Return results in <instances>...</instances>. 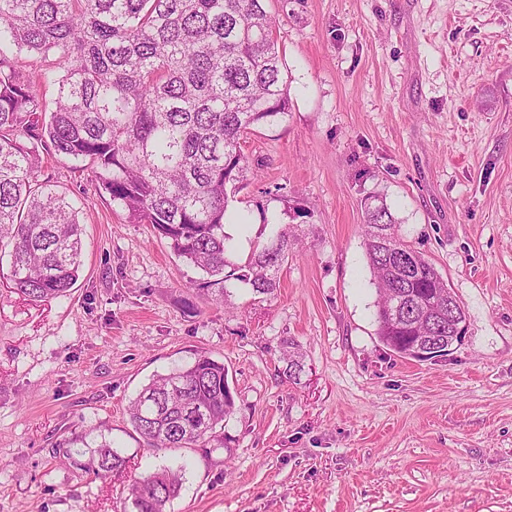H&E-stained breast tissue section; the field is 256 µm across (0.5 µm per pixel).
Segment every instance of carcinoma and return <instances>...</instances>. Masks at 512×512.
<instances>
[{
	"label": "carcinoma",
	"mask_w": 512,
	"mask_h": 512,
	"mask_svg": "<svg viewBox=\"0 0 512 512\" xmlns=\"http://www.w3.org/2000/svg\"><path fill=\"white\" fill-rule=\"evenodd\" d=\"M265 0H0V249L6 287L41 303L79 278L82 225L65 192L38 180L41 154L78 162L95 190L150 224L173 253L258 294L279 287L296 238L281 229L232 263L229 202L254 174L255 129L288 115L284 62ZM54 89L51 102L46 91ZM364 246L378 299L377 335L404 354L448 348V281L399 233L380 195L362 202ZM234 395L224 363L205 353L154 376L131 402L134 431L154 451L224 447ZM66 458L97 478L126 468L102 441ZM182 486L164 467L134 477V512H166Z\"/></svg>",
	"instance_id": "obj_1"
}]
</instances>
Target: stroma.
<instances>
[{"mask_svg": "<svg viewBox=\"0 0 512 512\" xmlns=\"http://www.w3.org/2000/svg\"><path fill=\"white\" fill-rule=\"evenodd\" d=\"M290 111L250 135L259 169L230 202L238 263L291 224L274 294L225 299L149 225L45 160L84 228L66 296L0 286V512H124L130 474L182 467L168 512H512V0H266ZM464 307L463 342L430 360L387 349L362 200ZM302 353L289 376L287 344ZM204 352L236 411L226 446L145 447L127 414L153 375ZM111 440L98 479L62 439ZM80 450L72 452L71 448L65 450L66 458L76 466L85 468V472H91L96 478H106L108 475L117 470H124L127 465V458L112 447L106 439L101 441L93 451L86 462H81L78 456H83ZM76 455L77 457H75Z\"/></svg>", "mask_w": 512, "mask_h": 512, "instance_id": "stroma-1", "label": "stroma"}]
</instances>
